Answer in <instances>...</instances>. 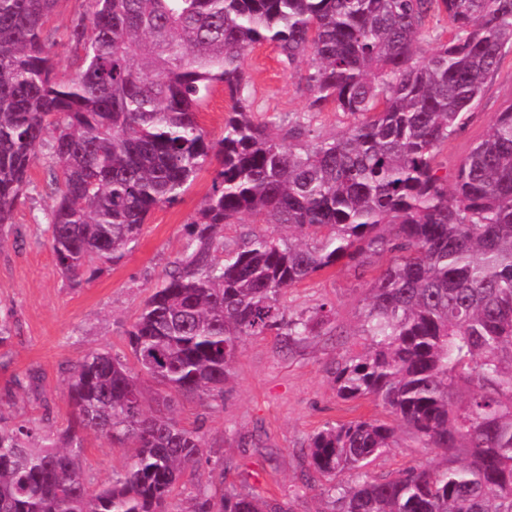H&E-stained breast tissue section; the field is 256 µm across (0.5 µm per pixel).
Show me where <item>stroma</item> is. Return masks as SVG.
Listing matches in <instances>:
<instances>
[{
    "label": "stroma",
    "instance_id": "stroma-1",
    "mask_svg": "<svg viewBox=\"0 0 512 512\" xmlns=\"http://www.w3.org/2000/svg\"><path fill=\"white\" fill-rule=\"evenodd\" d=\"M245 69L257 119L309 113L300 81L305 63L288 69L276 47L265 43L248 53ZM511 105L512 53L487 83L462 131L441 146L437 164L456 170L470 148L486 137L495 113ZM46 156V148H39L29 194L16 208L13 223L0 227V321L10 329L0 344V413L14 422L37 420L44 431L58 433L70 418L66 394L71 368L95 348L129 356L126 330L152 287L183 252L187 226L210 191L215 168L202 169L176 202L154 209L131 252L88 270L76 284L57 267L46 233V215L53 205L44 189ZM368 283V278L338 266L290 288L289 313L308 314L322 303L331 304L332 332L290 352L281 350L275 335L249 338L234 362L222 402L177 398L175 416L184 426L201 427L212 459L222 461L224 470L202 465L190 484L175 490L174 512H190L192 487L215 491L223 485L287 500L291 512H326L325 499L306 485L310 437L328 423L385 416L371 400L337 397L332 375L337 361L367 350L361 311ZM240 435L259 438L261 447H237ZM125 457L106 439L85 433L81 464L95 483L117 476ZM441 462L440 451L419 447L403 429L397 447L379 457L371 471L381 475Z\"/></svg>",
    "mask_w": 512,
    "mask_h": 512
}]
</instances>
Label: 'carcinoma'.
I'll return each instance as SVG.
<instances>
[{"instance_id":"obj_1","label":"carcinoma","mask_w":512,"mask_h":512,"mask_svg":"<svg viewBox=\"0 0 512 512\" xmlns=\"http://www.w3.org/2000/svg\"><path fill=\"white\" fill-rule=\"evenodd\" d=\"M57 3L0 0V226L49 145L47 232L75 281L218 167L187 250L126 330L134 365L86 353L60 434L0 413V512H172L176 486L211 463L176 397L222 400L250 337L292 351L320 335L333 307L288 317V289L338 264L360 277L384 253L362 307L369 347L336 363V394L382 406L445 463L372 474L399 426L360 419L310 437L308 480L324 479L331 512H512V106L453 180L434 166L512 51V0H91L66 29L67 78L47 28ZM441 14L448 39L421 57ZM265 42L307 64L310 112L335 105L355 119L345 133L308 144L298 118L287 149L276 118H255L244 59ZM219 85L233 106L212 141L198 108ZM245 217L267 229L224 237ZM86 431L134 448L95 488L79 466ZM193 500L191 512H289L246 487Z\"/></svg>"}]
</instances>
